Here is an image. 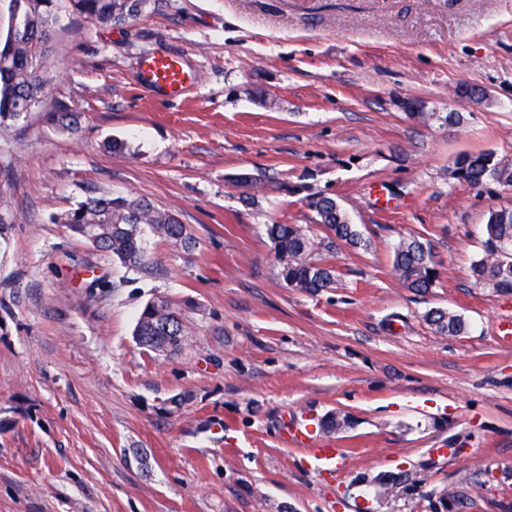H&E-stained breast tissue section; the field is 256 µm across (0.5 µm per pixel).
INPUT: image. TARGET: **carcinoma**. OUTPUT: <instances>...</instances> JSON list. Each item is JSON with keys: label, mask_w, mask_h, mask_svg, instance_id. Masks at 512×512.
Instances as JSON below:
<instances>
[{"label": "carcinoma", "mask_w": 512, "mask_h": 512, "mask_svg": "<svg viewBox=\"0 0 512 512\" xmlns=\"http://www.w3.org/2000/svg\"><path fill=\"white\" fill-rule=\"evenodd\" d=\"M150 0H10V17L20 29L0 37V136H8L27 118V111L45 104L52 95V69L57 48V32L63 14L83 25L114 29L144 15ZM405 114L422 120L440 119L458 125L464 117L458 112L440 115L423 111L422 101L402 102ZM57 131L74 134L80 125V113L59 103L50 113ZM452 176L479 189L490 182L512 186V164L494 159L493 154H463L455 161ZM315 213L314 223L326 233L321 242L297 224L275 222L266 225V233L280 261L279 276L291 288L318 295L336 284L333 267L312 260L321 248L336 245L352 248L367 246L356 225L349 222L336 198L318 194L309 201ZM58 221L75 237L93 229L99 249L112 255L133 271L148 268L142 246L144 229H149L169 246L190 252L196 241L186 225L171 210L143 197L90 196L62 214ZM485 255L471 266L474 280L498 294L512 293V209L489 211L485 224ZM393 268L403 284L417 293H425L439 278L429 243L412 237L402 240L393 254ZM424 319L435 331L448 336L466 332L461 316L443 309H431ZM135 341L151 356H172L186 342L187 329L174 304L164 297L150 299L142 309L134 328Z\"/></svg>", "instance_id": "cac0c4a2"}]
</instances>
